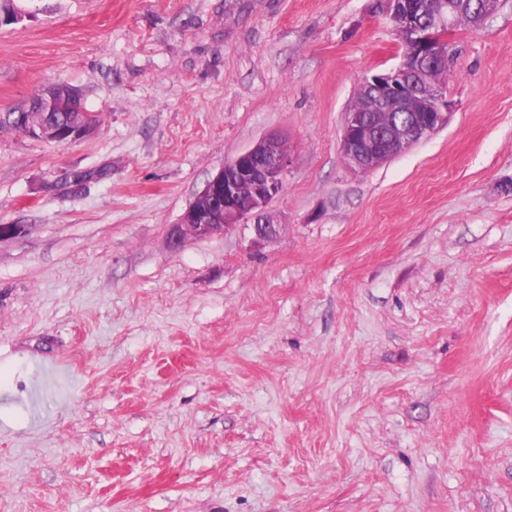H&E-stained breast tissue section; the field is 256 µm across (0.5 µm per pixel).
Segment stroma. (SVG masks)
<instances>
[{"instance_id":"obj_1","label":"stroma","mask_w":512,"mask_h":512,"mask_svg":"<svg viewBox=\"0 0 512 512\" xmlns=\"http://www.w3.org/2000/svg\"><path fill=\"white\" fill-rule=\"evenodd\" d=\"M0 113L81 91L88 138L0 130V512H512V0L450 34L446 128L352 173L370 0H17ZM239 225L167 243L263 136ZM292 163L285 139L270 134L224 163L196 195L179 224L169 231V246L180 250L190 238L224 235L240 224H250L251 244L276 238L281 224L269 205L283 189V179Z\"/></svg>"}]
</instances>
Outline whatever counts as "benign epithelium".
<instances>
[{
  "mask_svg": "<svg viewBox=\"0 0 512 512\" xmlns=\"http://www.w3.org/2000/svg\"><path fill=\"white\" fill-rule=\"evenodd\" d=\"M375 10L392 21L404 45L400 63L385 72L371 74L360 82L356 104L346 113L340 135V150L347 167L368 172L448 126L452 103L445 91L451 52L450 33L457 25L456 13L435 12L425 17L414 0H374ZM391 109L397 117L386 125L361 105L367 96ZM55 103L41 102L39 109L24 107L0 115L32 138L58 144L76 143L90 136L94 121H57L50 116ZM292 163L285 139L270 134L224 163L196 195L180 223L171 226L169 246L178 251L190 238L220 236L240 224L252 227L251 244L276 238L281 224L269 205L283 189V179Z\"/></svg>",
  "mask_w": 512,
  "mask_h": 512,
  "instance_id": "7a95c632",
  "label": "benign epithelium"
}]
</instances>
